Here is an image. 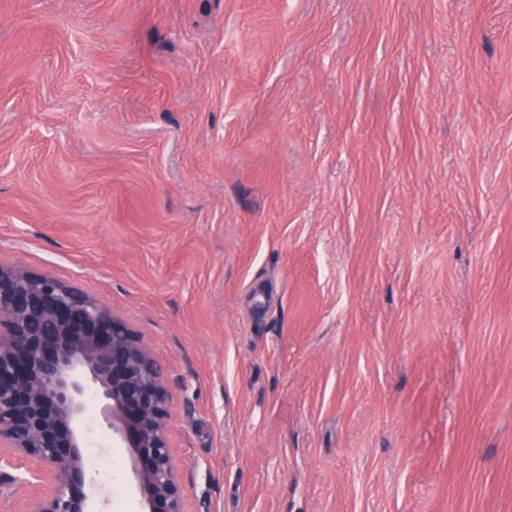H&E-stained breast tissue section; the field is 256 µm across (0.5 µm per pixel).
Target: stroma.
Segmentation results:
<instances>
[{
  "label": "stroma",
  "mask_w": 512,
  "mask_h": 512,
  "mask_svg": "<svg viewBox=\"0 0 512 512\" xmlns=\"http://www.w3.org/2000/svg\"><path fill=\"white\" fill-rule=\"evenodd\" d=\"M0 264L139 331L186 512H512V0H0Z\"/></svg>",
  "instance_id": "1"
}]
</instances>
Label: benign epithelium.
Here are the masks:
<instances>
[{
    "mask_svg": "<svg viewBox=\"0 0 512 512\" xmlns=\"http://www.w3.org/2000/svg\"><path fill=\"white\" fill-rule=\"evenodd\" d=\"M91 396L131 453L143 512H183L171 393L140 334L78 288L0 265V486L53 483L28 512H97L84 453ZM27 457L39 469L23 474L15 462Z\"/></svg>",
    "mask_w": 512,
    "mask_h": 512,
    "instance_id": "7a95c632",
    "label": "benign epithelium"
}]
</instances>
